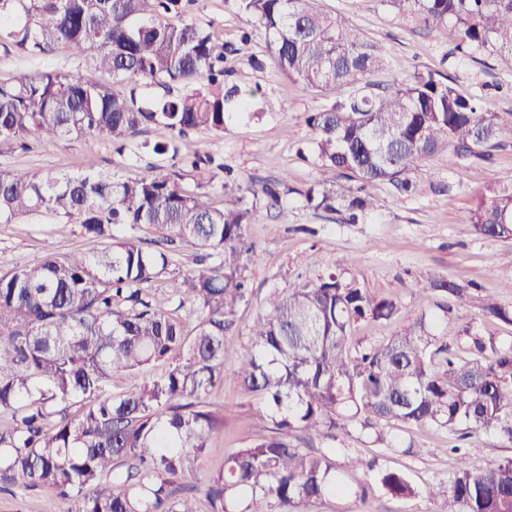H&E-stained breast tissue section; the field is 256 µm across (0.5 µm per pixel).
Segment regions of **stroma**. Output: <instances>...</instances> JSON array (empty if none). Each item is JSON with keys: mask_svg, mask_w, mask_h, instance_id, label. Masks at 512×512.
I'll return each mask as SVG.
<instances>
[{"mask_svg": "<svg viewBox=\"0 0 512 512\" xmlns=\"http://www.w3.org/2000/svg\"><path fill=\"white\" fill-rule=\"evenodd\" d=\"M317 5L323 12L340 15L366 39L384 48L387 66L370 78L376 88L417 72L441 73L451 77L464 93L479 97L485 111L499 114L512 125V62L474 61L454 53L436 32L397 15L387 0H318ZM184 20L210 29L231 48L225 63L228 81L258 88L263 114L231 118L220 135L189 132L178 141L180 151L208 155L231 168L242 189L257 191L276 181L289 188L279 207L260 209L256 223L246 229L258 252L257 259L247 266L253 299L238 314V334L224 343L225 366H232L247 343L248 328L262 312L269 293L316 282L330 272L345 273L359 287L397 304L398 313L390 321L357 323L352 331L356 344L386 342L414 321L423 311L419 290L436 273L464 285L476 283L484 293L512 306V241L477 235L468 222L473 200L487 184L512 180V135L488 163L456 165L449 163L444 153L426 159L412 175L420 186L418 194L403 196L389 182L377 184L373 190L376 208L362 223H344L341 213L308 208L298 195L300 189L330 178L329 172L299 155L311 141L304 117L325 103L326 94L304 88L279 72L264 35L251 31L238 0H203L201 10L185 15ZM246 30L251 31L252 39L247 54L241 55L237 49ZM47 70L70 71L93 82L112 81L111 75L62 54L24 56L0 44V81ZM169 138L166 129L145 125L133 147L121 155L102 137L46 142L31 152L14 143H0V167L78 174L92 157L102 172L136 178L171 168V155H157L148 149L149 144ZM102 247L101 240L77 225L47 215L24 217L0 224V276L39 261L49 249L64 256L97 252ZM200 255V249L190 244L170 252L167 273L151 286L153 304L179 308L191 327L196 324L194 306L188 302L177 307L171 297V279L173 273L196 269ZM440 304L435 332L446 337L451 347L462 343L461 331L467 326L496 345L512 344V324L485 318L473 305L453 306L445 298ZM207 399L223 409L224 431L213 437L196 463L201 478L218 469L227 455L246 446L260 427L259 400L243 398L232 379L217 382ZM382 431L384 439L377 442L358 424L348 423L336 428L332 436L313 440V447L334 451L336 472L349 492L301 505L300 512H443V492L457 466L449 452L457 431L398 423L383 426ZM466 444L477 469L512 458V441L493 432L472 433ZM353 455L375 460L377 469L403 473L412 483L414 495L398 498L387 494L376 485L374 471L350 465ZM363 484L369 485L368 494L356 496V489ZM68 508V503L45 491L18 487L0 491V512H67Z\"/></svg>", "mask_w": 512, "mask_h": 512, "instance_id": "stroma-1", "label": "stroma"}]
</instances>
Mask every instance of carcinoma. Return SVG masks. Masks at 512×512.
Returning <instances> with one entry per match:
<instances>
[{
  "label": "carcinoma",
  "mask_w": 512,
  "mask_h": 512,
  "mask_svg": "<svg viewBox=\"0 0 512 512\" xmlns=\"http://www.w3.org/2000/svg\"><path fill=\"white\" fill-rule=\"evenodd\" d=\"M202 0H0V44L27 56L63 53L112 73L116 90L65 71L0 82V142L31 150L47 139L102 136L124 153L141 128L180 136L224 132L232 109L244 114L254 92L224 82V44L205 27L175 25L173 15ZM264 31L267 50L294 82L331 95L305 118L320 168L357 185L322 182L295 190L314 210L345 213L356 224L375 208L369 188L388 181L418 192L411 173L446 152L452 162L488 161L505 135L497 114L454 81L416 73L380 92L369 78L386 66L381 47L317 0H239ZM397 14L436 31L466 54L512 61V0H388ZM163 94L144 100L143 87ZM214 176L198 156L175 169L123 179L93 159L72 175L0 170V223L47 213L105 243L20 266L0 277V483L41 488L72 501V512H299V506L348 492L326 452L292 448L288 435H321L342 419L475 431L512 440V345L471 331L453 350L421 314L382 344L352 346L361 320L388 321L394 300L342 274L273 292L248 344L224 370V339L250 302L246 236L256 207L238 198L211 206ZM190 180L194 190L182 187ZM469 223L484 237L512 238V183L481 191ZM160 234L146 249L116 229L140 225ZM191 243L216 257L174 280L173 294L196 305L194 333L177 310L156 308L149 287L167 272L169 251ZM477 303L483 315L512 324V306L475 294L443 275L421 288ZM150 363L161 377L107 399L99 383ZM226 375L244 397L260 400L264 432L224 461L203 485L187 483L199 456L224 428V412L205 400ZM460 454L446 512H512V459L482 471ZM388 494L408 497L406 476L381 471Z\"/></svg>",
  "instance_id": "cac0c4a2"
}]
</instances>
